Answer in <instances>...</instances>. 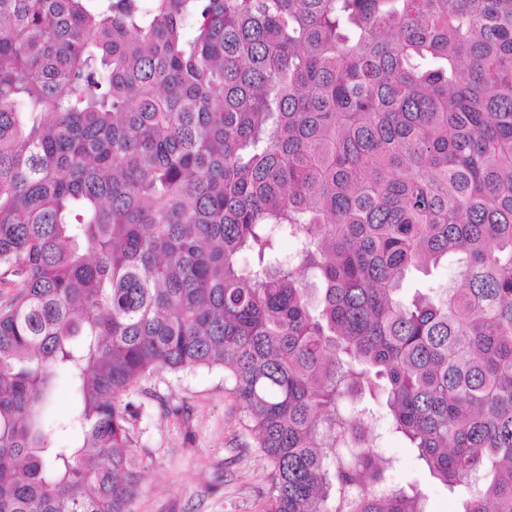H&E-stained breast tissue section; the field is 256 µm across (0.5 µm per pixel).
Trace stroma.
Segmentation results:
<instances>
[{
  "instance_id": "1",
  "label": "stroma",
  "mask_w": 512,
  "mask_h": 512,
  "mask_svg": "<svg viewBox=\"0 0 512 512\" xmlns=\"http://www.w3.org/2000/svg\"><path fill=\"white\" fill-rule=\"evenodd\" d=\"M132 400L135 448L148 460L136 512H262L271 464L223 368L153 374Z\"/></svg>"
}]
</instances>
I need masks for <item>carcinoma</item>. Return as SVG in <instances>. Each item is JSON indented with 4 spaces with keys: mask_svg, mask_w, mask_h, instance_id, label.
Instances as JSON below:
<instances>
[{
    "mask_svg": "<svg viewBox=\"0 0 512 512\" xmlns=\"http://www.w3.org/2000/svg\"><path fill=\"white\" fill-rule=\"evenodd\" d=\"M2 284L0 512H135L127 397L213 366L263 512H429L373 421L512 512V0H0ZM447 271L446 269L433 270L430 276L425 277L420 273H413L410 275L403 285V292L411 295L415 288H423L426 285L437 286L439 283L446 281ZM52 405L55 417L61 421H67L71 416L73 396L69 388L62 382L56 386Z\"/></svg>",
    "mask_w": 512,
    "mask_h": 512,
    "instance_id": "1",
    "label": "carcinoma"
}]
</instances>
